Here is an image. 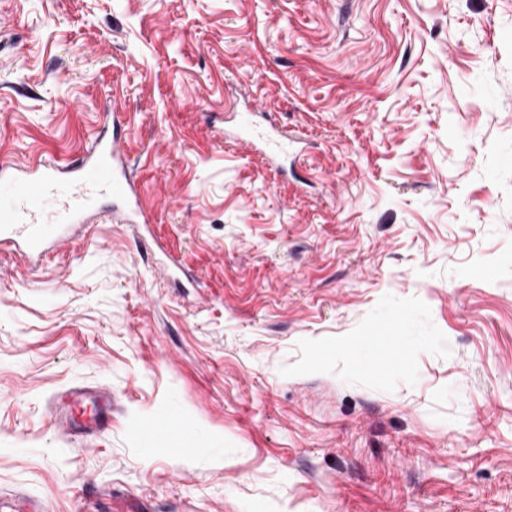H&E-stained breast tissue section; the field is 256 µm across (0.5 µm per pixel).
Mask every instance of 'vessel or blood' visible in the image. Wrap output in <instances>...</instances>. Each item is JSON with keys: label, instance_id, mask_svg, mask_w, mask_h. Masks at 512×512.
Wrapping results in <instances>:
<instances>
[{"label": "vessel or blood", "instance_id": "obj_1", "mask_svg": "<svg viewBox=\"0 0 512 512\" xmlns=\"http://www.w3.org/2000/svg\"><path fill=\"white\" fill-rule=\"evenodd\" d=\"M124 131V115L116 111L111 137L94 139L76 162L62 167L40 160L1 165L0 246L37 267L70 239L73 225L87 223L102 195L112 201L114 223L148 228L138 188L125 171L126 155L120 147ZM233 134L271 163L303 152L302 139L285 130L255 131L247 111L240 113ZM50 403L61 424L79 429L86 439L99 435L112 414V397L102 390L73 388L54 394Z\"/></svg>", "mask_w": 512, "mask_h": 512}]
</instances>
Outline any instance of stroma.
Instances as JSON below:
<instances>
[{"label": "stroma", "mask_w": 512, "mask_h": 512, "mask_svg": "<svg viewBox=\"0 0 512 512\" xmlns=\"http://www.w3.org/2000/svg\"><path fill=\"white\" fill-rule=\"evenodd\" d=\"M0 16V158H77L121 107L154 218L140 239L103 198L38 269L0 255V497L512 512V0ZM248 98L301 159L280 171L224 138ZM78 385L112 394L90 441L50 413Z\"/></svg>", "instance_id": "35a3bbf8"}]
</instances>
